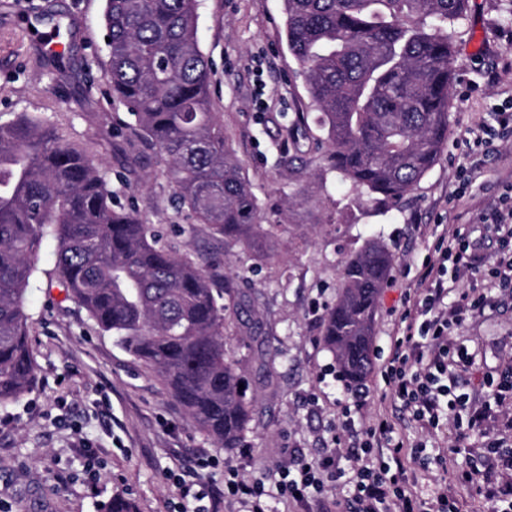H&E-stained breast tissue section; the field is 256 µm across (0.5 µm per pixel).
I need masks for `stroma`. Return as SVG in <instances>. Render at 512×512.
Listing matches in <instances>:
<instances>
[{"instance_id":"35a3bbf8","label":"stroma","mask_w":512,"mask_h":512,"mask_svg":"<svg viewBox=\"0 0 512 512\" xmlns=\"http://www.w3.org/2000/svg\"><path fill=\"white\" fill-rule=\"evenodd\" d=\"M103 5L0 0V120L19 112L46 117L72 144L93 149L122 203L147 223L165 225L167 244L231 261L244 313L228 329L226 347L248 358L252 453L216 447L151 369L87 323L50 281L56 255L47 243L24 295L36 384L0 408V512H105L117 494L134 512H178L177 481L190 478L201 460L217 512H243L244 503L225 496V479L268 481L287 466L292 448L318 461L363 437L382 415L407 448L446 454L444 465L426 470L408 464L410 490L428 500L445 484L461 512H486L483 499L457 481L481 438L449 422L421 427L382 398L377 383L393 354L405 297L439 258L436 225L458 226L469 240L484 205L512 195V138L487 147L465 142L469 127L490 121L512 99V0H470L453 35L448 142L396 210L357 196L318 146V112L285 40L283 0H202L198 38L211 69L212 110L251 185L269 243L256 260L225 248L189 212L176 211L163 164L130 134L126 107L111 100L104 84ZM41 14L72 27L63 67H55L44 47ZM299 113L306 121L292 139L288 128ZM131 155L138 161L133 177L126 170ZM371 241L385 244L395 264L377 305L373 370L364 384L369 395L346 432L340 427L346 396L320 340L321 317L336 300L343 261ZM483 255L476 278L457 286L496 296L497 304L467 316L452 333L453 343L473 356L472 365L456 371L473 405L483 400L484 377L512 373V293L492 281L494 269L512 261V242L490 240Z\"/></svg>"}]
</instances>
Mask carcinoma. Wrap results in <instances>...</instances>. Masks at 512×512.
<instances>
[{"instance_id":"obj_1","label":"carcinoma","mask_w":512,"mask_h":512,"mask_svg":"<svg viewBox=\"0 0 512 512\" xmlns=\"http://www.w3.org/2000/svg\"><path fill=\"white\" fill-rule=\"evenodd\" d=\"M288 49L326 132V158L358 194L398 206L448 141L452 31L469 0H283ZM199 0H105V81L165 164L179 208L245 255L264 256L256 197L211 112ZM118 200L95 154L41 115L0 121V407L28 393L36 362L23 297L33 259L102 335L150 366L214 445L244 447L251 405L224 336L242 305L219 255L193 259ZM395 257L373 242L344 261L322 341L338 372L371 369L378 298Z\"/></svg>"}]
</instances>
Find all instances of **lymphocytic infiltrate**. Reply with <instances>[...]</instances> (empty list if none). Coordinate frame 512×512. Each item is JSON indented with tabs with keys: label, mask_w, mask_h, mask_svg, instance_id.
Segmentation results:
<instances>
[{
	"label": "lymphocytic infiltrate",
	"mask_w": 512,
	"mask_h": 512,
	"mask_svg": "<svg viewBox=\"0 0 512 512\" xmlns=\"http://www.w3.org/2000/svg\"><path fill=\"white\" fill-rule=\"evenodd\" d=\"M457 237V230L449 231V247L436 265L426 269L419 288L410 296L405 325L394 340L392 360L381 378L385 392L401 401L421 426H433L443 417L464 418L476 431L493 408L503 406L508 393L501 390L489 394L476 407L468 404L465 396L455 394L450 383L454 363L469 361L467 352L453 348L449 340L452 331L462 322L466 310L481 312L494 305L485 296L467 306L445 305L447 275L458 280L473 275L485 245L483 235L476 237L463 253L454 247ZM404 455L403 442L393 439L391 424L381 419L368 429L363 443L347 450L344 459L327 456L311 464L290 455L275 486L281 498L315 504L317 512H459L447 492L438 494L432 509L412 493L407 486ZM343 479L352 487L348 501L323 496L325 481ZM458 480L495 503L494 512H512V447L499 439L487 440L480 481H473L466 471Z\"/></svg>",
	"instance_id": "1"
}]
</instances>
